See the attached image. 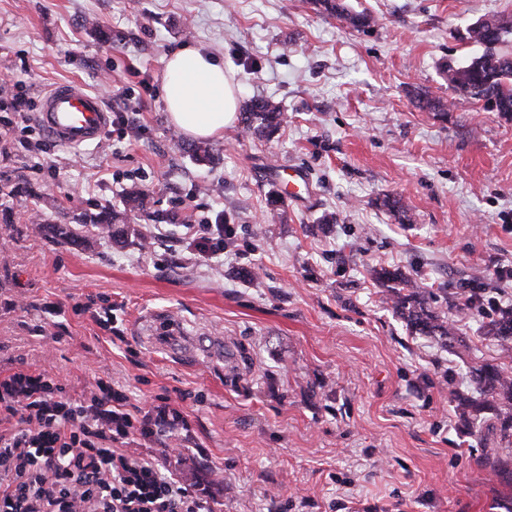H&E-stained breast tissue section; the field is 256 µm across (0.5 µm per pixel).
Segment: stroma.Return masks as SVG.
<instances>
[{
    "mask_svg": "<svg viewBox=\"0 0 512 512\" xmlns=\"http://www.w3.org/2000/svg\"><path fill=\"white\" fill-rule=\"evenodd\" d=\"M345 2L375 24L347 28L310 0H0V74L32 106L77 81L145 107L134 138L73 148L37 127L0 154V372L49 370L77 399L101 379L143 411L177 410L188 427L167 448L124 451L212 512H512V484L484 469L448 397L473 366L512 370L484 333L512 266V116L453 98L444 75L478 51L468 25L512 18V0ZM187 43L287 125L267 140L226 129L196 161L161 90ZM418 88L453 99L447 116L415 107ZM288 166L310 179L295 201L276 175ZM135 186L146 200L130 210ZM182 202L229 224L237 251L195 255L171 217ZM109 208L136 236H64ZM384 268L421 283L463 345L412 333ZM50 304L62 314L44 317ZM152 313L180 336L140 340Z\"/></svg>",
    "mask_w": 512,
    "mask_h": 512,
    "instance_id": "stroma-1",
    "label": "stroma"
}]
</instances>
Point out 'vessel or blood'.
Listing matches in <instances>:
<instances>
[{"label": "vessel or blood", "mask_w": 512, "mask_h": 512, "mask_svg": "<svg viewBox=\"0 0 512 512\" xmlns=\"http://www.w3.org/2000/svg\"><path fill=\"white\" fill-rule=\"evenodd\" d=\"M36 120L54 141L80 147L104 136L111 114L98 95L78 83L64 82L44 96Z\"/></svg>", "instance_id": "vessel-or-blood-1"}]
</instances>
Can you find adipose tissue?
Here are the masks:
<instances>
[{
    "mask_svg": "<svg viewBox=\"0 0 512 512\" xmlns=\"http://www.w3.org/2000/svg\"><path fill=\"white\" fill-rule=\"evenodd\" d=\"M162 90L170 122L192 139L223 137L236 122L234 85L223 65L199 47L186 44L168 54Z\"/></svg>",
    "mask_w": 512,
    "mask_h": 512,
    "instance_id": "obj_1",
    "label": "adipose tissue"
}]
</instances>
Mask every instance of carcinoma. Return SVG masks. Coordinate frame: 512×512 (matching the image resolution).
Here are the masks:
<instances>
[{
    "label": "carcinoma",
    "mask_w": 512,
    "mask_h": 512,
    "mask_svg": "<svg viewBox=\"0 0 512 512\" xmlns=\"http://www.w3.org/2000/svg\"><path fill=\"white\" fill-rule=\"evenodd\" d=\"M316 9L339 20L355 30L371 26L365 12H350L345 4L337 0H312ZM468 39L476 44H485L482 62L472 70L462 71L446 66L444 73L448 89L463 99L477 105L484 99L496 100L500 112L512 114V50L497 45V35L489 28L468 32ZM499 73L509 77V82L489 81V75ZM418 108L426 112L443 114L451 106L449 101L434 96L427 91L414 94ZM286 116L280 107L267 99H252L246 105L243 129L247 134L271 137L285 123ZM379 278L393 283V303L397 313L405 320L409 329L423 336H431L440 346L453 349L463 343L457 329L448 318L429 310L425 306V292L416 283L399 273L382 270ZM487 335L499 339L512 338V307L501 308L486 325ZM471 381L475 392L464 394L455 388L450 389V398L455 404L456 416L470 430L482 432L485 424L482 413L486 410L495 413L499 420L498 437L500 443L512 444V372L500 366L484 364L472 371ZM483 466L502 476H512V461L499 448L486 453Z\"/></svg>",
    "instance_id": "carcinoma-1"
}]
</instances>
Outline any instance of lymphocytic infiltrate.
I'll use <instances>...</instances> for the list:
<instances>
[{
    "mask_svg": "<svg viewBox=\"0 0 512 512\" xmlns=\"http://www.w3.org/2000/svg\"><path fill=\"white\" fill-rule=\"evenodd\" d=\"M182 222L196 255L223 254L233 238L224 224ZM141 417L125 394L97 381L72 399L47 371L0 377V512H211L206 499L152 462L122 451L131 435L159 443L183 418L155 406Z\"/></svg>",
    "mask_w": 512,
    "mask_h": 512,
    "instance_id": "f902f5d3",
    "label": "lymphocytic infiltrate"
}]
</instances>
